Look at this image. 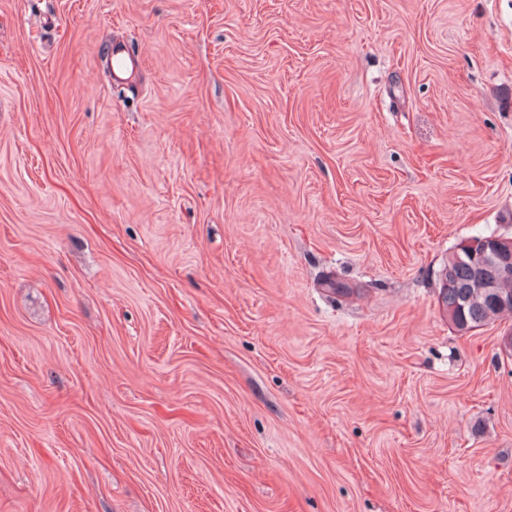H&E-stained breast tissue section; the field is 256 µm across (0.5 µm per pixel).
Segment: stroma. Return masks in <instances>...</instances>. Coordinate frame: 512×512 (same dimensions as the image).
I'll return each mask as SVG.
<instances>
[{
	"label": "stroma",
	"mask_w": 512,
	"mask_h": 512,
	"mask_svg": "<svg viewBox=\"0 0 512 512\" xmlns=\"http://www.w3.org/2000/svg\"><path fill=\"white\" fill-rule=\"evenodd\" d=\"M490 231L512 0H0V512H512ZM493 234H478L461 243L456 256L454 251L448 256V265L443 268L448 270L447 275L440 274L442 310L454 316L456 322L467 329H476L504 316H512L511 308L500 315L496 308L483 300L463 305V296L476 279L475 269L480 294L493 301L499 309H507L510 303L512 305V292L509 288H503L512 283V239ZM490 236L489 241L481 239ZM455 257L462 261H457Z\"/></svg>",
	"instance_id": "1"
}]
</instances>
